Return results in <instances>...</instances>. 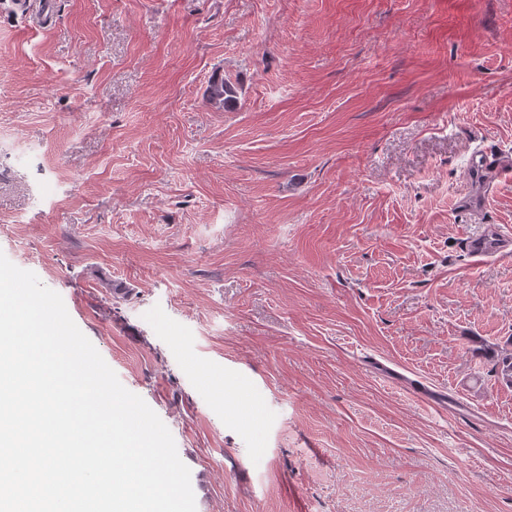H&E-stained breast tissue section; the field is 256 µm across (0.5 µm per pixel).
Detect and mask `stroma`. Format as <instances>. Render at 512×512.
<instances>
[{
	"mask_svg": "<svg viewBox=\"0 0 512 512\" xmlns=\"http://www.w3.org/2000/svg\"><path fill=\"white\" fill-rule=\"evenodd\" d=\"M483 151L512 159V0H0V252L169 428L196 512H512ZM511 238L512 233L510 229H507V233L498 230L492 235L486 233L471 235L465 239L464 245L472 257L480 260V258L488 254L509 246Z\"/></svg>",
	"mask_w": 512,
	"mask_h": 512,
	"instance_id": "35a3bbf8",
	"label": "stroma"
}]
</instances>
